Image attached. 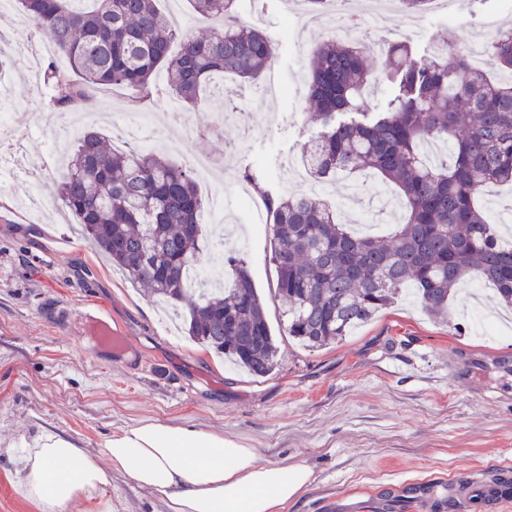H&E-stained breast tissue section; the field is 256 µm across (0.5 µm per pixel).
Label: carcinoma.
<instances>
[{"label":"carcinoma","mask_w":512,"mask_h":512,"mask_svg":"<svg viewBox=\"0 0 512 512\" xmlns=\"http://www.w3.org/2000/svg\"><path fill=\"white\" fill-rule=\"evenodd\" d=\"M48 32L69 68L46 67L52 104L83 109L103 86L132 92L136 110L158 102L157 77L182 104L211 103L202 90L232 75L254 91L278 55L277 42L243 21L238 0H188L202 34L173 28L158 0H15ZM512 73V25L486 46ZM383 59L350 40L313 50L305 95L320 130L307 164L319 183L358 174L393 185L403 211L394 232L362 237L318 196L284 193L255 167L239 178L272 218L276 294L284 330L314 352L341 341L411 289L436 319L449 318L459 286L482 280L512 308V243L478 204L489 184H512V80L494 82L441 37L434 55L417 62L405 42L384 44ZM377 77L397 88L383 112L361 109ZM62 206L84 237L129 280L173 309L185 330L256 376L270 374L278 346L246 260L226 253L221 288L188 289L206 227L195 176L156 150L119 151L106 136L84 133L68 151L58 185ZM194 224L192 231L186 225Z\"/></svg>","instance_id":"1"}]
</instances>
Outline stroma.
I'll list each match as a JSON object with an SVG mask.
<instances>
[{
	"mask_svg": "<svg viewBox=\"0 0 512 512\" xmlns=\"http://www.w3.org/2000/svg\"><path fill=\"white\" fill-rule=\"evenodd\" d=\"M498 0H459L451 14L417 15L403 39L415 60L434 51L438 33L452 31L455 44L472 51L495 35L490 21ZM243 19L260 22L279 41L274 70L282 90L237 98L247 130L221 124L218 109L185 106L180 122L193 136L186 153L210 156L217 172L200 185L224 189V220L209 225L198 259L223 278L218 256L242 255L263 295L269 324L278 335L277 366L264 377L225 362L184 336L179 319L163 302L131 285L78 236L61 211L57 166L41 171L44 203L32 211L18 197L29 190L26 173L0 193V512H35L16 484L21 442L50 429L81 442L89 455L99 443L138 420L192 424L220 431L257 451L259 463L306 462L308 490L284 512H378L380 499L406 484L429 482L439 491L424 506L399 512H463L448 499V484L468 475L491 480L512 472V337H489L468 311L497 310L494 293L462 289L451 318H431L411 294L356 327L342 341L311 352L283 335L284 305L273 291L269 224L253 223L238 172L254 161L275 185L297 192L281 163L301 158L319 130L306 115L301 93L311 52L330 37L336 17L302 20L300 0H240ZM17 126L0 129V144L25 163L43 161L53 142L76 133L53 109L43 81L25 69L0 80ZM306 190L336 206L348 224L372 225L383 236L399 218L383 209L391 187L368 180L306 183ZM128 338L132 351L120 361L98 352L86 336L93 319ZM71 512H166L163 502L127 475L113 473L100 495L77 501Z\"/></svg>",
	"mask_w": 512,
	"mask_h": 512,
	"instance_id": "stroma-1",
	"label": "stroma"
}]
</instances>
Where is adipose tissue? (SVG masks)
<instances>
[{"mask_svg": "<svg viewBox=\"0 0 512 512\" xmlns=\"http://www.w3.org/2000/svg\"><path fill=\"white\" fill-rule=\"evenodd\" d=\"M94 460L79 442L44 431L19 456L18 487L39 512L97 496L113 471L158 493L167 512H283L310 486L302 462L262 465L255 449L221 433L143 419L101 443Z\"/></svg>", "mask_w": 512, "mask_h": 512, "instance_id": "1", "label": "adipose tissue"}]
</instances>
